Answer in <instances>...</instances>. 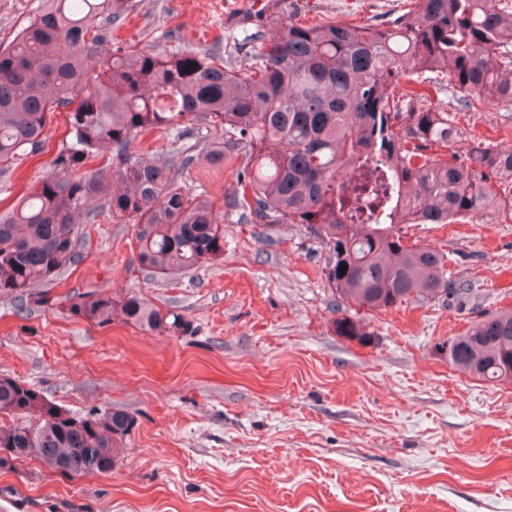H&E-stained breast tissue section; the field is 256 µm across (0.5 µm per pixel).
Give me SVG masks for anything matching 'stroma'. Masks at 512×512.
<instances>
[{
	"label": "stroma",
	"mask_w": 512,
	"mask_h": 512,
	"mask_svg": "<svg viewBox=\"0 0 512 512\" xmlns=\"http://www.w3.org/2000/svg\"><path fill=\"white\" fill-rule=\"evenodd\" d=\"M118 38L137 47L219 43L241 65L253 33L281 13L374 25L405 0H132ZM66 110L51 115L46 149L0 175V199L53 170ZM468 138L512 145V108L464 112ZM187 135L136 138L141 162L179 170L206 193L224 226V256L174 282L138 270L134 229L108 214L84 225L80 263L53 295L136 292L191 320L186 336H157L122 320L100 329L52 307L18 312L0 297V376L41 391L75 415L111 405L137 419L112 470L64 478L39 461L0 474V512H512V384L456 371L442 345L484 312L512 307V221L405 224L406 240L449 255L444 296L371 313L368 346L336 335L325 254L299 224L265 230L227 213L243 165L205 159L224 134L187 122Z\"/></svg>",
	"instance_id": "stroma-1"
}]
</instances>
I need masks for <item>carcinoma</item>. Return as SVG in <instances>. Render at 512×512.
I'll list each match as a JSON object with an SVG mask.
<instances>
[{"label": "carcinoma", "mask_w": 512, "mask_h": 512, "mask_svg": "<svg viewBox=\"0 0 512 512\" xmlns=\"http://www.w3.org/2000/svg\"><path fill=\"white\" fill-rule=\"evenodd\" d=\"M381 26L268 18L255 61L235 67L215 46L186 51L116 45L112 26L130 0H43L0 46V174L40 156L47 116L67 115L53 174L14 203L0 201V295L20 312L51 301L46 288L82 260L77 224L105 210L134 226L138 269L174 279L224 256L214 201L192 195L130 152L186 119L224 128L244 165L224 207L245 223L302 224L326 251L322 274L336 297L337 335L370 345L359 310L450 292L447 254L407 244L401 224H465L477 213L512 218V148L467 140L454 116L430 106L444 83L464 110L512 107V0H406ZM409 85L402 86L403 79ZM109 156L112 172L92 169ZM96 198L97 209L87 208ZM346 271L339 272L340 267ZM98 328L120 317L140 330L184 336L192 323L134 294L68 293L51 302ZM448 362L479 380L512 383V310L471 322L448 339ZM11 377L0 378V470L29 460L58 473L104 474L137 420L117 407L83 416ZM10 422H5L4 417Z\"/></svg>", "instance_id": "obj_1"}]
</instances>
